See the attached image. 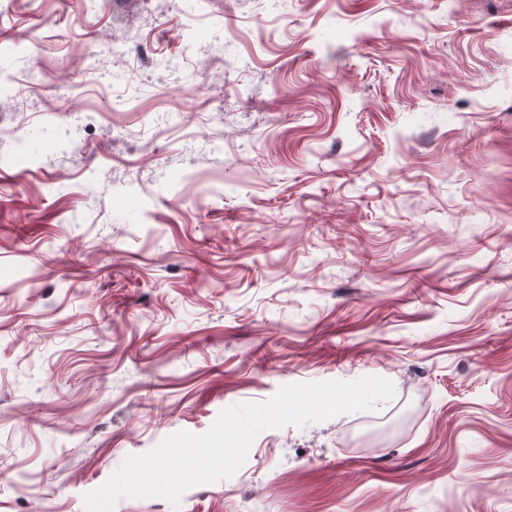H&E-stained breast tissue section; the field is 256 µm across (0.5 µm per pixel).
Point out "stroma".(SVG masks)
<instances>
[{
  "label": "stroma",
  "mask_w": 512,
  "mask_h": 512,
  "mask_svg": "<svg viewBox=\"0 0 512 512\" xmlns=\"http://www.w3.org/2000/svg\"><path fill=\"white\" fill-rule=\"evenodd\" d=\"M16 86L0 512L363 376L394 397L114 512H512V0H0Z\"/></svg>",
  "instance_id": "1"
}]
</instances>
